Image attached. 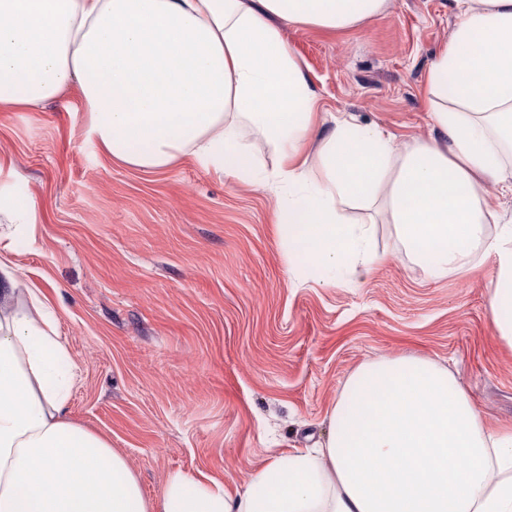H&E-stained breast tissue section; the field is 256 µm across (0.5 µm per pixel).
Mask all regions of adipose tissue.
Listing matches in <instances>:
<instances>
[{"mask_svg":"<svg viewBox=\"0 0 512 512\" xmlns=\"http://www.w3.org/2000/svg\"><path fill=\"white\" fill-rule=\"evenodd\" d=\"M386 0H0V111L78 86L87 131L125 166L191 159L283 189L289 253L370 268L372 229L347 209L380 206L395 244L435 279L491 265L487 306L512 346V0H455L458 22L424 100L440 138L397 143L335 122L286 27L327 32ZM272 145L265 173L247 141ZM501 188L491 194L488 184ZM0 254V512H512V426H492L447 367L417 357L360 366L331 408L326 441L272 458L243 488L187 473L147 498L124 455L70 419L75 366L38 290Z\"/></svg>","mask_w":512,"mask_h":512,"instance_id":"adipose-tissue-1","label":"adipose tissue"}]
</instances>
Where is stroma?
Returning <instances> with one entry per match:
<instances>
[{
	"label": "stroma",
	"instance_id": "obj_1",
	"mask_svg": "<svg viewBox=\"0 0 512 512\" xmlns=\"http://www.w3.org/2000/svg\"><path fill=\"white\" fill-rule=\"evenodd\" d=\"M454 0H386L336 33L285 30L319 94L327 134L350 118L398 142L436 136L428 70ZM0 199L23 287L53 306L78 372L68 414L105 435L161 496L183 471L246 484L274 456L326 437L328 411L362 364L416 356L447 366L485 417L512 424V348L486 306L490 266L429 278L373 224L370 274L332 281L287 256L274 192L185 161L141 171L89 138L77 89L0 112Z\"/></svg>",
	"mask_w": 512,
	"mask_h": 512
}]
</instances>
